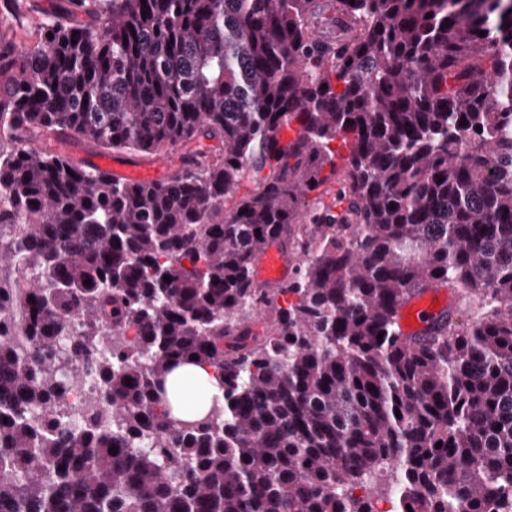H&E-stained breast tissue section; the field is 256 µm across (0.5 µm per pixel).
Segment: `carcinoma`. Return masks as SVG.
<instances>
[{"instance_id":"1","label":"carcinoma","mask_w":512,"mask_h":512,"mask_svg":"<svg viewBox=\"0 0 512 512\" xmlns=\"http://www.w3.org/2000/svg\"><path fill=\"white\" fill-rule=\"evenodd\" d=\"M46 132L186 152L131 181ZM3 269L0 512H512V0H65L0 37ZM192 362L224 399L179 418ZM285 269L275 246L263 249L257 257L256 275L261 281H276L283 277ZM432 303L423 296H417L403 304L401 308L400 324L407 336L420 333L427 326L429 316L433 315ZM413 319L412 324L407 321ZM98 382L94 376L88 378L84 387L69 394L68 401L72 407L71 419L73 423L80 424L83 420L86 398L91 391H97Z\"/></svg>"}]
</instances>
